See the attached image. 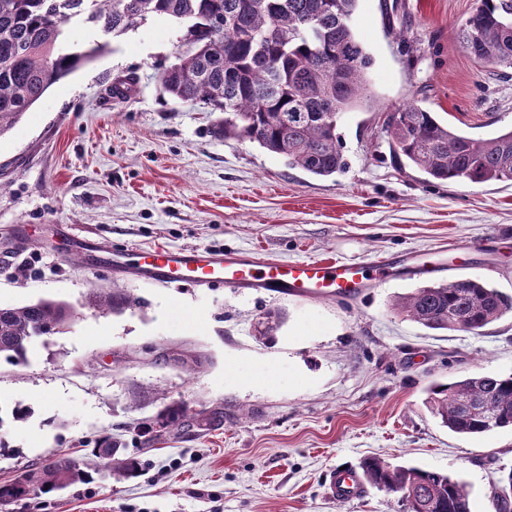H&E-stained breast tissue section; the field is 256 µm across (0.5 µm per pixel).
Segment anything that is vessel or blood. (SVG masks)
<instances>
[{"label":"vessel or blood","instance_id":"obj_1","mask_svg":"<svg viewBox=\"0 0 512 512\" xmlns=\"http://www.w3.org/2000/svg\"><path fill=\"white\" fill-rule=\"evenodd\" d=\"M385 259L343 261L334 258L298 260L287 264L261 261L246 252L224 253L207 248L156 246L136 250L116 249L99 261V268L162 287L223 288L309 299L334 298L349 302L384 278ZM358 473L334 474L330 490L347 502L361 490Z\"/></svg>","mask_w":512,"mask_h":512}]
</instances>
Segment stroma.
<instances>
[{
  "mask_svg": "<svg viewBox=\"0 0 512 512\" xmlns=\"http://www.w3.org/2000/svg\"><path fill=\"white\" fill-rule=\"evenodd\" d=\"M475 0H359L353 26L372 58L371 105L337 122L347 161L319 178L217 131L223 115L168 94L178 33L151 19L113 39L0 136V305L40 299L76 317L38 339L27 364L0 359V480L109 434L145 463L131 480L78 483L0 512H402L373 487L349 502L330 475L377 456L464 483L473 512H498L512 429L460 436L426 389L512 373V314L479 333L433 331L395 314L397 296L459 277L512 296V181L428 180L399 163L383 113L407 101L458 132L512 128V73L477 63L456 38ZM405 19L414 40L389 30ZM133 79L128 96L114 83ZM99 249L209 247L283 262L386 256L410 267L349 304L224 289L161 288L95 273L70 235ZM446 269L429 273L438 259ZM142 305L89 306L92 288ZM276 321L267 336L259 328ZM220 410L145 449L140 426L166 405ZM30 415L13 420L14 405Z\"/></svg>",
  "mask_w": 512,
  "mask_h": 512,
  "instance_id": "35a3bbf8",
  "label": "stroma"
}]
</instances>
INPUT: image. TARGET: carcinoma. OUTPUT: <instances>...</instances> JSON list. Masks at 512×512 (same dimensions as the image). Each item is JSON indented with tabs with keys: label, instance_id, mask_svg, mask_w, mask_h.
<instances>
[{
	"label": "carcinoma",
	"instance_id": "carcinoma-1",
	"mask_svg": "<svg viewBox=\"0 0 512 512\" xmlns=\"http://www.w3.org/2000/svg\"><path fill=\"white\" fill-rule=\"evenodd\" d=\"M358 0H0V136L10 131L51 87L90 63L109 40L152 18L180 34L177 60L161 73L174 98L224 113V138L248 140L293 168L330 177L345 167L336 134L340 114L371 99L372 60L352 16ZM96 29L100 41L82 49L74 29ZM478 63L512 69V0H476L459 32ZM395 156L435 181L480 184L512 181V129L491 138L460 133L415 102L393 111L384 128ZM139 304L119 290L98 292L90 305L121 312ZM393 310L430 330L477 333L512 313L509 298L479 279L426 285L397 297ZM73 317L65 302L41 299L0 306V358L27 362L31 343L59 332ZM427 403L461 436L512 427V374H473L427 388ZM185 403L166 406L150 446L171 433L211 426ZM144 462L104 436L81 457L66 454L36 472L0 481V501L61 491L95 479L136 478ZM362 476L399 496L403 512H472L465 484L417 466L366 458ZM406 496H401V493ZM499 512H512V472L497 495Z\"/></svg>",
	"mask_w": 512,
	"mask_h": 512
}]
</instances>
